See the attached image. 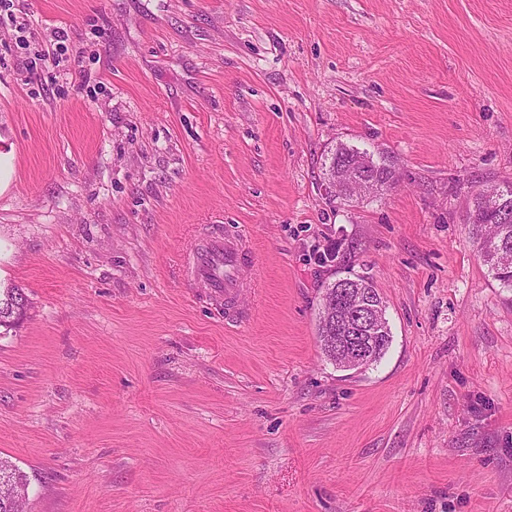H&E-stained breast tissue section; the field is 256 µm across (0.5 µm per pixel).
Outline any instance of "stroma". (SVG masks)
<instances>
[{"mask_svg":"<svg viewBox=\"0 0 512 512\" xmlns=\"http://www.w3.org/2000/svg\"><path fill=\"white\" fill-rule=\"evenodd\" d=\"M340 143L394 182L330 198ZM0 155L27 512H512V289L464 222L512 183V0H12ZM215 224L241 324L183 275ZM349 275L391 329L358 372L318 338Z\"/></svg>","mask_w":512,"mask_h":512,"instance_id":"obj_1","label":"stroma"}]
</instances>
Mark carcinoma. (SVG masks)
Returning <instances> with one entry per match:
<instances>
[{"instance_id":"1","label":"carcinoma","mask_w":512,"mask_h":512,"mask_svg":"<svg viewBox=\"0 0 512 512\" xmlns=\"http://www.w3.org/2000/svg\"><path fill=\"white\" fill-rule=\"evenodd\" d=\"M363 160L362 168L367 178L375 179L379 186L394 182L395 171L388 157L374 160L366 150L340 145L324 160L327 181L332 183L334 194L351 201L358 193L341 182L343 169L353 162ZM469 233L493 279L506 288H512V183L498 188H477L470 191L466 215ZM379 342L373 350L372 361L379 360L391 342L389 326L374 329ZM0 473L8 475L10 482L0 483V512H23L28 493V478L21 469L0 458Z\"/></svg>"}]
</instances>
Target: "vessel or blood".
Wrapping results in <instances>:
<instances>
[{"instance_id":"vessel-or-blood-1","label":"vessel or blood","mask_w":512,"mask_h":512,"mask_svg":"<svg viewBox=\"0 0 512 512\" xmlns=\"http://www.w3.org/2000/svg\"><path fill=\"white\" fill-rule=\"evenodd\" d=\"M245 262V234L236 227L213 231L192 254L188 273L222 300L226 317L237 316L236 300L248 282L241 276Z\"/></svg>"}]
</instances>
